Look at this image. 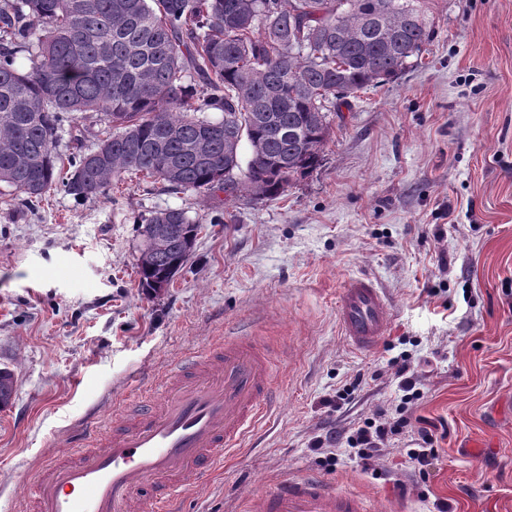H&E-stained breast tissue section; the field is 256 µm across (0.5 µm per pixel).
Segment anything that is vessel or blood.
Segmentation results:
<instances>
[{"mask_svg":"<svg viewBox=\"0 0 512 512\" xmlns=\"http://www.w3.org/2000/svg\"><path fill=\"white\" fill-rule=\"evenodd\" d=\"M336 310L349 344L378 348L391 308L370 278L340 289ZM273 364L257 340L225 336L172 369L157 396L113 417L108 430L81 429L77 453L44 463L35 512H177L187 481L215 469L266 408ZM374 498L324 478H290L259 498L255 512H378Z\"/></svg>","mask_w":512,"mask_h":512,"instance_id":"b4317fda","label":"vessel or blood"}]
</instances>
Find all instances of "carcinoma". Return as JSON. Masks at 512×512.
I'll list each match as a JSON object with an SVG mask.
<instances>
[{"label":"carcinoma","mask_w":512,"mask_h":512,"mask_svg":"<svg viewBox=\"0 0 512 512\" xmlns=\"http://www.w3.org/2000/svg\"><path fill=\"white\" fill-rule=\"evenodd\" d=\"M434 34L420 0H0V184L26 204L87 200L141 173L173 194L276 199L319 166L330 116ZM87 112L101 137L60 154ZM153 224L179 238L149 244ZM199 229L177 208L142 220L140 287L171 283Z\"/></svg>","instance_id":"carcinoma-1"}]
</instances>
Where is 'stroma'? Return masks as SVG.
<instances>
[{
  "mask_svg": "<svg viewBox=\"0 0 512 512\" xmlns=\"http://www.w3.org/2000/svg\"><path fill=\"white\" fill-rule=\"evenodd\" d=\"M435 35L397 78L358 92L320 166L285 195L216 205L128 180L84 201L60 191L0 205V512H33L26 487L85 422L151 397L168 366L230 332L267 342L277 402L189 512H248L276 480L318 474L386 512H512V0H424ZM181 208L202 229L173 282L139 286L138 216ZM223 223H213L214 213ZM365 274L392 312L379 348L342 336L336 298ZM406 353L439 437L427 486L405 434L363 468L327 465L316 437L389 404ZM368 380L327 405L357 373Z\"/></svg>",
  "mask_w": 512,
  "mask_h": 512,
  "instance_id": "stroma-1",
  "label": "stroma"
}]
</instances>
